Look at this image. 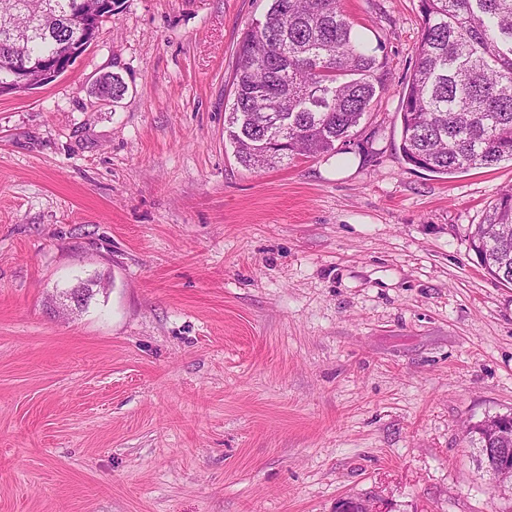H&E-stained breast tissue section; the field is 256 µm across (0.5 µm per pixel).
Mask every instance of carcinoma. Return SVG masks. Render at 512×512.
<instances>
[{"label":"carcinoma","instance_id":"1","mask_svg":"<svg viewBox=\"0 0 512 512\" xmlns=\"http://www.w3.org/2000/svg\"><path fill=\"white\" fill-rule=\"evenodd\" d=\"M0 0V9L27 11L22 47L31 64L56 62L68 42L96 37L101 22L83 27L75 0ZM421 39L404 87L399 118L404 161L438 175L512 163V0H419ZM13 34L0 28V83L15 62ZM224 116L226 140L247 170L314 158L345 143L370 111L384 75L378 60L341 10L340 0H271L263 19L243 33ZM100 92L118 100L125 87L106 76ZM479 266L512 283V191L489 205L471 233ZM478 467L483 448H512V413L467 429Z\"/></svg>","mask_w":512,"mask_h":512}]
</instances>
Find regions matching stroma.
Wrapping results in <instances>:
<instances>
[{
	"label": "stroma",
	"instance_id": "35a3bbf8",
	"mask_svg": "<svg viewBox=\"0 0 512 512\" xmlns=\"http://www.w3.org/2000/svg\"><path fill=\"white\" fill-rule=\"evenodd\" d=\"M267 7L117 0L70 70L0 96V512H512L464 432L512 412V285L469 248L512 164H406L418 0H341L387 61L371 111L246 170L224 108Z\"/></svg>",
	"mask_w": 512,
	"mask_h": 512
}]
</instances>
